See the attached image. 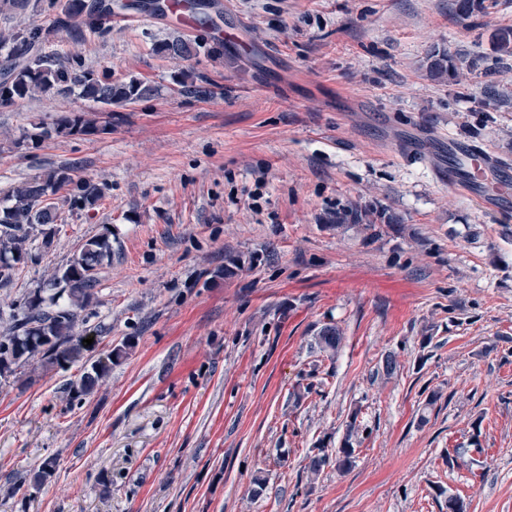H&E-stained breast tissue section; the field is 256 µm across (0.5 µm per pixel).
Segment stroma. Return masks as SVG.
Segmentation results:
<instances>
[{
    "label": "stroma",
    "mask_w": 512,
    "mask_h": 512,
    "mask_svg": "<svg viewBox=\"0 0 512 512\" xmlns=\"http://www.w3.org/2000/svg\"><path fill=\"white\" fill-rule=\"evenodd\" d=\"M209 3L251 54L158 53L185 32L161 17L60 30L43 52L155 94L0 108V199L51 167L104 192L61 205L0 316L106 234L76 331L129 346L87 395L79 362L0 379V512H512V198L486 210L442 179L457 144L512 178V0L463 25L459 0ZM438 49L472 69L433 79ZM91 111L106 132L22 139ZM353 420L350 469L311 474Z\"/></svg>",
    "instance_id": "stroma-1"
}]
</instances>
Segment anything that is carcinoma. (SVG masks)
<instances>
[{"label": "carcinoma", "instance_id": "carcinoma-1", "mask_svg": "<svg viewBox=\"0 0 512 512\" xmlns=\"http://www.w3.org/2000/svg\"><path fill=\"white\" fill-rule=\"evenodd\" d=\"M96 0H66L62 11V26H72L96 34L103 20L111 14L110 4L95 9ZM49 30L30 24L11 33H0V53H5L0 64V107H9L19 100L36 94L69 97L77 96L100 106L126 105L155 94V87L132 76L127 80L112 79V72L104 68L94 70L84 66L82 59L69 56L63 60L56 54H43L39 46ZM158 50L172 58L191 60L202 53L218 50L198 38H176L160 44ZM460 58L438 51L430 57L429 70L437 79L455 80L460 73ZM106 127L98 125L95 117L76 112L60 118L54 130L42 128L25 133L23 139L37 142L57 134H93ZM73 191L72 205L79 210H92L102 196L99 185L90 180L74 182L62 168L51 169L43 175L24 181L14 187L7 198L0 200V281H10L18 264L29 257L28 245L37 238L49 241L52 228L59 219L58 201ZM112 262V239L93 237L85 241L79 255L69 264L53 271L48 287L37 288L18 304V312L6 332L0 335V377L34 361L45 368L68 363L84 362L78 392H90L95 384L107 376L112 364L127 353L129 345L110 349L97 358L90 355L94 346L83 343L85 336L75 333L80 312L93 301L98 284L97 271ZM339 342V332L325 327L319 332V349L333 350ZM357 417H351L349 433L335 455H316L310 459L309 469L319 472L329 461L345 470L352 466L356 448L352 437L358 432Z\"/></svg>", "mask_w": 512, "mask_h": 512}]
</instances>
